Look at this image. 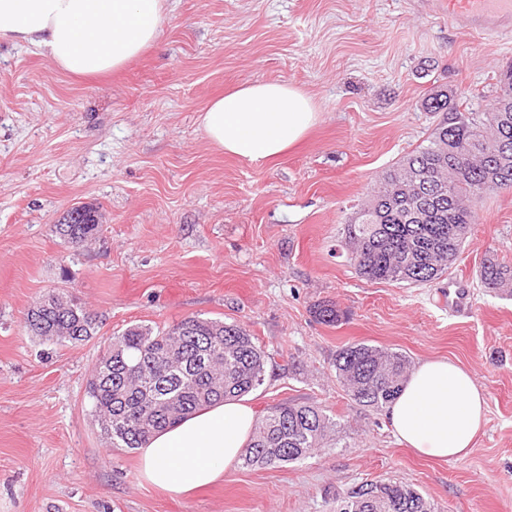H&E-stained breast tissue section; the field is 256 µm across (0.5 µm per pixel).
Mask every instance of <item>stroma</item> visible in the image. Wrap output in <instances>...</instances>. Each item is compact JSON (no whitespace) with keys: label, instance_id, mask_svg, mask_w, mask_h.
<instances>
[{"label":"stroma","instance_id":"35a3bbf8","mask_svg":"<svg viewBox=\"0 0 512 512\" xmlns=\"http://www.w3.org/2000/svg\"><path fill=\"white\" fill-rule=\"evenodd\" d=\"M159 48L90 79L0 42V512H334L370 480L411 485L437 512H512V296L478 279L487 254L512 267V188L487 194L456 261L436 283L373 282L342 229L381 174L438 121L434 91L469 90L482 109L512 66V39L448 25V0H168ZM256 80L296 85L319 108L280 157L249 163L204 136L198 116ZM78 204L102 216L76 250L52 231ZM471 293L448 306V284ZM64 290L98 321L56 345L24 317ZM331 301L338 324L313 308ZM249 330L273 360L248 394L257 415L314 404L333 440L309 457L242 465L187 496L140 477L110 447L87 381L114 336L185 317ZM366 343L411 363L451 360L483 392L471 452L439 461L394 437L385 411L351 400L337 350Z\"/></svg>","mask_w":512,"mask_h":512}]
</instances>
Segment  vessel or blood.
Here are the masks:
<instances>
[{
	"mask_svg": "<svg viewBox=\"0 0 512 512\" xmlns=\"http://www.w3.org/2000/svg\"><path fill=\"white\" fill-rule=\"evenodd\" d=\"M449 25L497 39L512 36V0H461L449 11Z\"/></svg>",
	"mask_w": 512,
	"mask_h": 512,
	"instance_id": "obj_1",
	"label": "vessel or blood"
}]
</instances>
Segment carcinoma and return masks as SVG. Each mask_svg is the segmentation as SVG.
<instances>
[{"mask_svg":"<svg viewBox=\"0 0 512 512\" xmlns=\"http://www.w3.org/2000/svg\"><path fill=\"white\" fill-rule=\"evenodd\" d=\"M441 112L427 144L413 150L375 183L368 199L344 227L350 262L373 281L426 285L439 280L478 221L484 196L512 187V67L501 73L493 103L477 112L440 90L423 101ZM98 210H85L53 232L79 248L96 238ZM481 285L512 292V267L490 254L480 265ZM316 317L337 324L333 302ZM25 327L46 341L75 344L96 332V317L76 298L47 294L26 313ZM269 354L245 328L217 319L187 317L167 327L133 324L99 357L86 394L101 424L112 429L114 448L136 449L156 433L229 398L245 396L263 382ZM336 379L361 406L381 410L401 391L409 359L398 351L352 343L336 352ZM336 423L319 406L283 404L258 423L242 457L247 467L295 462L324 445ZM352 487L336 512H434L413 487L383 480L363 499Z\"/></svg>","mask_w":512,"mask_h":512,"instance_id":"obj_1","label":"carcinoma"}]
</instances>
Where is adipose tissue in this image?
<instances>
[{
  "label": "adipose tissue",
  "instance_id": "adipose-tissue-1",
  "mask_svg": "<svg viewBox=\"0 0 512 512\" xmlns=\"http://www.w3.org/2000/svg\"><path fill=\"white\" fill-rule=\"evenodd\" d=\"M167 21L165 0H0V41L30 46L63 73L89 77L123 68L155 47ZM318 107L301 89L253 81L213 98L199 115L212 145L247 162L276 157L303 140ZM396 436L421 455L465 456L485 422L472 377L445 360L419 363L387 407ZM256 424L245 400H230L157 434L140 448L151 486L186 494L235 469Z\"/></svg>",
  "mask_w": 512,
  "mask_h": 512
}]
</instances>
